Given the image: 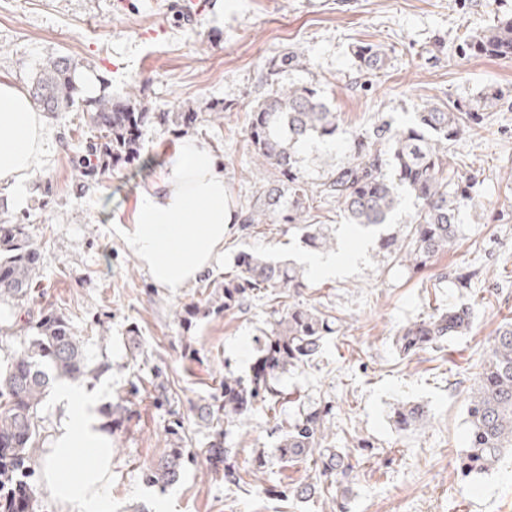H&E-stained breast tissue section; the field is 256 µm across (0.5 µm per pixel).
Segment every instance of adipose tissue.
I'll return each instance as SVG.
<instances>
[{"label":"adipose tissue","mask_w":512,"mask_h":512,"mask_svg":"<svg viewBox=\"0 0 512 512\" xmlns=\"http://www.w3.org/2000/svg\"><path fill=\"white\" fill-rule=\"evenodd\" d=\"M49 145L45 117L26 90L0 81V185L10 187L14 204H24V183ZM235 222L217 150L188 136L164 176L140 188L121 232L155 285L177 294L219 264ZM56 403L60 412L42 469L49 496L67 512H111L112 439L101 428L96 396L66 384ZM59 458L69 468H54Z\"/></svg>","instance_id":"1"}]
</instances>
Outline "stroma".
<instances>
[{"label":"stroma","mask_w":512,"mask_h":512,"mask_svg":"<svg viewBox=\"0 0 512 512\" xmlns=\"http://www.w3.org/2000/svg\"><path fill=\"white\" fill-rule=\"evenodd\" d=\"M512 16V0H234L199 19L181 0H0V79L29 87L40 64L66 54L79 70L98 76L101 90L129 95L155 110L224 103L190 131L145 124L142 158L88 177L76 187L71 159L88 130L86 113L53 112L52 143L27 179L25 206L5 214L26 224L40 251L37 282L19 303L0 305V367L24 337L17 316L50 309L81 340L94 375L81 387L100 408L117 402L129 384L161 370L173 400L156 406L142 393L127 430L112 437V512H512V454L487 475L462 478L457 459L467 446V397L497 327L512 321V59L465 51L464 40L497 18ZM386 53L376 75L359 71L355 45ZM296 63L283 84L313 83L340 115L335 141L299 148L301 173L312 184L350 159V136L378 118L410 123L421 104L471 103L484 88L505 97L486 107L477 132L449 142L448 164L463 173L475 206L460 207L454 249L413 269L384 253L380 237L411 235L417 200L403 195L390 223L362 230L333 203H319L336 250L356 257L334 277L306 274L288 301L340 317L313 365L292 368L280 384L298 404L329 408V446L355 466L347 482L310 499L271 494L303 476L304 464L279 460L278 422L254 408L225 445L239 471H255L252 485L225 480L224 467L197 455L185 459L178 483L162 488L146 474L180 422L194 447L210 431L194 408L218 392L225 373L248 377L256 337L270 329L274 302L256 300L235 312L208 310L209 287L242 252L300 262L306 249L285 224L234 227L224 260L174 295L155 287L119 231L135 193L158 177L184 136L212 145L224 160L235 208L254 201L259 183L241 147L246 112L258 95L269 60L284 52ZM464 275L468 285L456 287ZM465 304L472 327L439 348L405 356L397 330ZM421 402L428 419L395 429L399 403ZM298 404L287 405L293 417Z\"/></svg>","instance_id":"1"}]
</instances>
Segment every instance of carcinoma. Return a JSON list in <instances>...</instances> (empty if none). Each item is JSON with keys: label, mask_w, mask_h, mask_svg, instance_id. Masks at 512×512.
I'll return each mask as SVG.
<instances>
[{"label": "carcinoma", "mask_w": 512, "mask_h": 512, "mask_svg": "<svg viewBox=\"0 0 512 512\" xmlns=\"http://www.w3.org/2000/svg\"><path fill=\"white\" fill-rule=\"evenodd\" d=\"M468 49L490 58L512 57V17H504L490 28L470 36ZM360 66L370 72L383 69L385 54L364 43L356 46ZM287 52L267 64L261 76L265 87L247 113L242 131L243 148L259 174L255 202L237 213L244 228L256 224H288L300 234L301 242L315 251L332 248L327 227L315 222L314 202L336 203L347 220L367 228L388 223L398 208L397 187L409 190L420 202L412 219L414 232L405 242L395 236L382 240L380 248L410 263L425 266L436 254L453 248L460 235L456 213L460 202L470 196L451 188L448 180V142L460 139L479 124L481 110L501 100L503 93L488 88L479 100L466 107L450 104L443 108L426 102L413 122L396 127L378 120L352 134V158L329 173L313 189L300 175L297 146L309 140L326 142L336 136L339 115L312 85H278L276 76L294 62ZM77 64L66 55L50 57L33 79L30 95L43 112H67L79 100L75 78ZM221 112L224 104L214 102L204 109L188 107L180 112H154L132 98L100 95L87 106L89 137L72 158L77 180L92 175L101 160L112 165L132 164L140 157V140L135 132L145 123L179 127L195 126L199 112ZM39 264V249L26 225L0 219V301L13 302L31 294ZM304 286L301 268L266 256L242 253L216 299V310H242L255 298L270 301L287 296ZM471 312L455 306L424 321L403 326L396 345L405 355L415 354L450 336L465 332ZM337 318L300 304H283L279 318L264 333L252 377L224 376L220 393L200 406V414L213 429L205 447L192 449L180 433V423L169 429L167 448L147 474L148 481L161 486L176 482L185 457L197 453L224 462V478H240L223 437L240 425L255 404L271 412L288 403L277 376L290 368L313 362L324 338L335 333ZM32 335L14 351L6 369L0 371V512H36L37 499L30 478L31 463L40 452L43 427L38 409L51 381L65 377L76 381L90 373L78 337L67 320L45 311L28 325ZM140 387L131 385L126 395L106 411L112 432L122 430L135 416L134 399ZM429 410L421 403H403L394 410L397 427L406 430L423 423ZM467 447L459 458L462 477L486 474L502 455L512 451V322L502 323L492 338L490 352L481 372L474 378L468 404ZM325 414L314 410L301 414L283 431L277 451L285 461H313L314 474L291 484L286 491L306 499L329 490L353 471L350 456L324 447Z\"/></svg>", "instance_id": "carcinoma-1"}]
</instances>
